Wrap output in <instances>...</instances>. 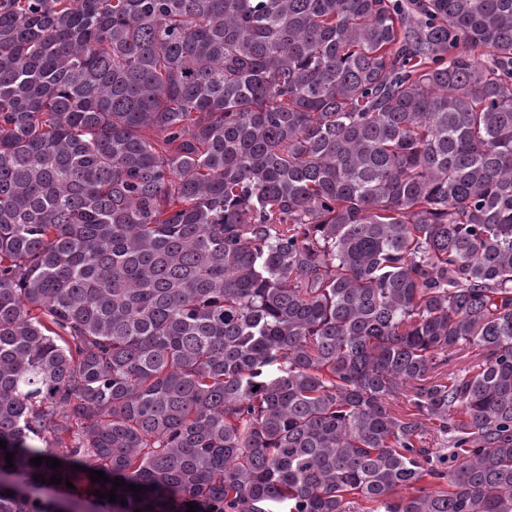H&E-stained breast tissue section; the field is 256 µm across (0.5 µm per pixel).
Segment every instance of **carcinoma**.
Returning <instances> with one entry per match:
<instances>
[{
    "label": "carcinoma",
    "instance_id": "cac0c4a2",
    "mask_svg": "<svg viewBox=\"0 0 512 512\" xmlns=\"http://www.w3.org/2000/svg\"><path fill=\"white\" fill-rule=\"evenodd\" d=\"M0 440V512H512V0H0Z\"/></svg>",
    "mask_w": 512,
    "mask_h": 512
}]
</instances>
